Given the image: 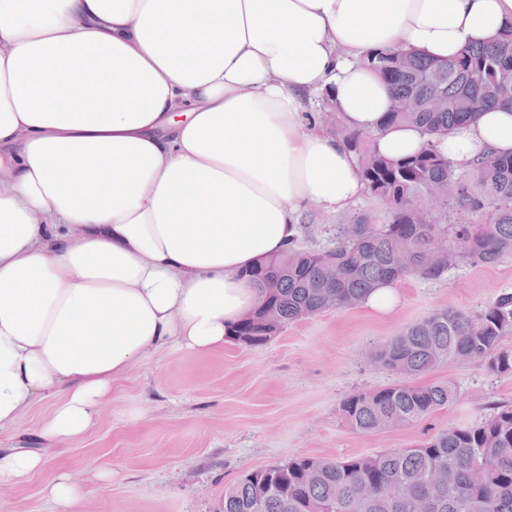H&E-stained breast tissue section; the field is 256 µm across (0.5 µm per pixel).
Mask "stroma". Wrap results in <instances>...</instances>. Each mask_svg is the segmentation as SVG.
Returning <instances> with one entry per match:
<instances>
[{"label": "stroma", "instance_id": "obj_1", "mask_svg": "<svg viewBox=\"0 0 512 512\" xmlns=\"http://www.w3.org/2000/svg\"><path fill=\"white\" fill-rule=\"evenodd\" d=\"M357 216L381 223L386 208L365 193L341 213L311 209L302 219L299 247H333L337 225ZM394 289L398 302L387 313L361 305L329 310L289 323L262 346L229 342L208 354L171 347L138 360L51 471L86 485L85 512H216L225 488L243 471L304 456L343 461L408 448L450 424L482 419L493 404L512 403L511 376L489 374L478 362L459 363L423 377L455 384L458 399L447 408L413 426L374 434L351 429L342 401L396 380L372 360L374 346L438 309L477 312L512 292V257L492 266L462 262L433 279L409 276ZM50 408L37 404L0 436V448L39 447ZM134 410L141 413L136 422ZM107 470L120 478L103 490L95 474ZM51 471L1 489L0 512H51L42 494Z\"/></svg>", "mask_w": 512, "mask_h": 512}]
</instances>
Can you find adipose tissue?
<instances>
[{
  "label": "adipose tissue",
  "instance_id": "obj_1",
  "mask_svg": "<svg viewBox=\"0 0 512 512\" xmlns=\"http://www.w3.org/2000/svg\"><path fill=\"white\" fill-rule=\"evenodd\" d=\"M508 26L512 0H0V433L52 403L41 447L0 450V486L48 470L136 360L222 350L262 300L250 270L363 194L311 96L393 160L512 153L507 108L431 140L386 125L362 63ZM44 495L81 512L86 493L60 473Z\"/></svg>",
  "mask_w": 512,
  "mask_h": 512
}]
</instances>
